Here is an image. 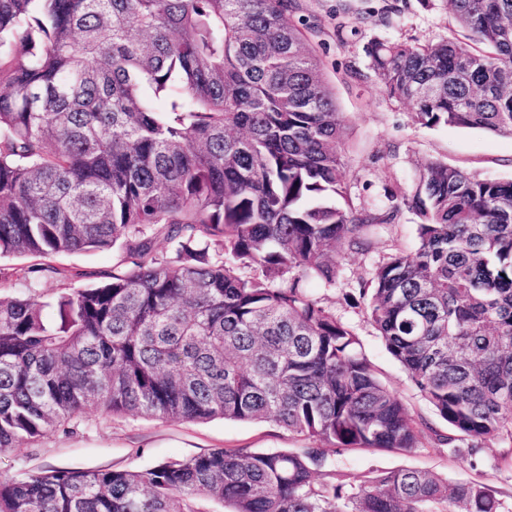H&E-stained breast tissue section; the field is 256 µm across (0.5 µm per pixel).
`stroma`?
<instances>
[{
  "label": "stroma",
  "instance_id": "stroma-1",
  "mask_svg": "<svg viewBox=\"0 0 512 512\" xmlns=\"http://www.w3.org/2000/svg\"><path fill=\"white\" fill-rule=\"evenodd\" d=\"M339 4L340 0H301L298 15L321 27L320 32L309 33L308 40L323 63L337 108L347 120L343 151L348 166V190L354 204L378 203L387 185L411 186L420 166L429 159L443 160L480 178L512 179V137L443 125H421L415 121L411 107L387 99L376 79L358 83L346 74L348 66L365 67V47L374 38L414 37L425 42L461 37L462 32L451 14L438 6L425 8L419 0H407L401 7L396 27L370 26L356 31L348 26L340 30L336 27ZM382 254L379 248L368 255L348 254L343 262L344 274L336 286L315 283L312 292L354 328L380 378L402 399L412 417L446 431V423L419 395L363 309L345 300L355 278L374 265ZM115 260V252L109 250L60 254L52 260L58 270L56 277L38 283L12 274L13 269L28 266V259L4 258L0 260V268L11 273L5 283L6 294L46 297L62 287L101 283L103 274L111 272ZM310 445L304 436L272 422L215 419L192 423L91 411L74 420L67 430L49 433L22 448L0 452V479L46 467L145 470L215 448L298 451ZM511 449L505 443L486 445L475 464L466 457L450 456L447 447L434 440L411 452L353 451L340 455L331 446L325 452L337 473L349 480L365 474L414 468L451 481L488 483L498 490L506 507L511 508L512 468L500 464L502 455Z\"/></svg>",
  "mask_w": 512,
  "mask_h": 512
}]
</instances>
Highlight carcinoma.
Masks as SVG:
<instances>
[{
	"mask_svg": "<svg viewBox=\"0 0 512 512\" xmlns=\"http://www.w3.org/2000/svg\"><path fill=\"white\" fill-rule=\"evenodd\" d=\"M463 42L374 39L367 70L424 126L512 137V0H442ZM299 0H0V258L30 280L110 249L107 280L0 294V451L89 411L269 421L342 454L512 442V180L440 160L356 207ZM401 9L366 17L385 26ZM165 103L163 109L155 101ZM413 213L347 294L448 434L411 418L313 295ZM163 239L169 251L156 248ZM506 512L473 481L344 482L323 449L215 448L144 471L0 481V512Z\"/></svg>",
	"mask_w": 512,
	"mask_h": 512,
	"instance_id": "obj_1",
	"label": "carcinoma"
}]
</instances>
